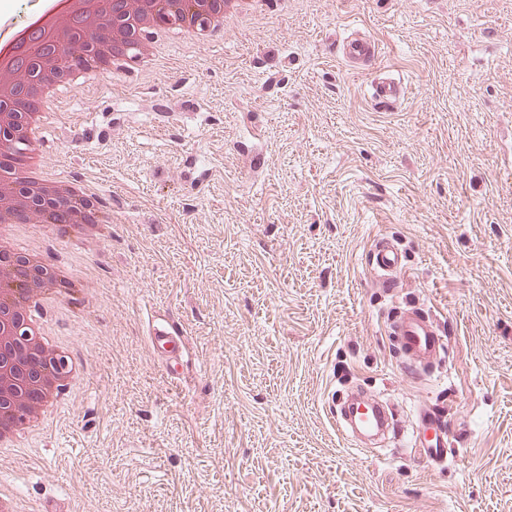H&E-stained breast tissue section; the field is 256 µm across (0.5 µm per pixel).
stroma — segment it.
I'll return each instance as SVG.
<instances>
[{"label": "stroma", "instance_id": "1", "mask_svg": "<svg viewBox=\"0 0 512 512\" xmlns=\"http://www.w3.org/2000/svg\"><path fill=\"white\" fill-rule=\"evenodd\" d=\"M359 33L366 70L339 57ZM380 74L404 100H373ZM62 105L44 169L106 223L93 248L9 242L81 278L45 314L80 380L0 453L25 512H512V0H268ZM381 236L406 254L390 290ZM404 304L443 331L417 377L383 330ZM158 314L187 332L175 380ZM350 381L395 408L385 449L329 424ZM421 411L445 462L409 459ZM366 258L371 273L382 288H395L397 275L406 265V257L399 244L392 238L380 237L373 241Z\"/></svg>", "mask_w": 512, "mask_h": 512}]
</instances>
